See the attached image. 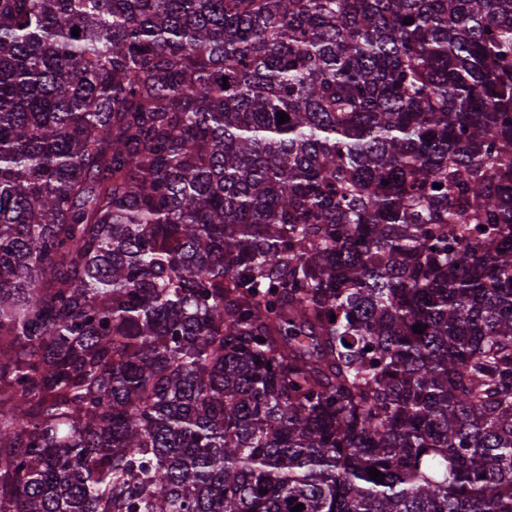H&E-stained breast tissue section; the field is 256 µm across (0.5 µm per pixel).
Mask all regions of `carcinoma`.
<instances>
[{
	"mask_svg": "<svg viewBox=\"0 0 512 512\" xmlns=\"http://www.w3.org/2000/svg\"><path fill=\"white\" fill-rule=\"evenodd\" d=\"M298 504L512 512V0H0V512Z\"/></svg>",
	"mask_w": 512,
	"mask_h": 512,
	"instance_id": "obj_1",
	"label": "carcinoma"
}]
</instances>
